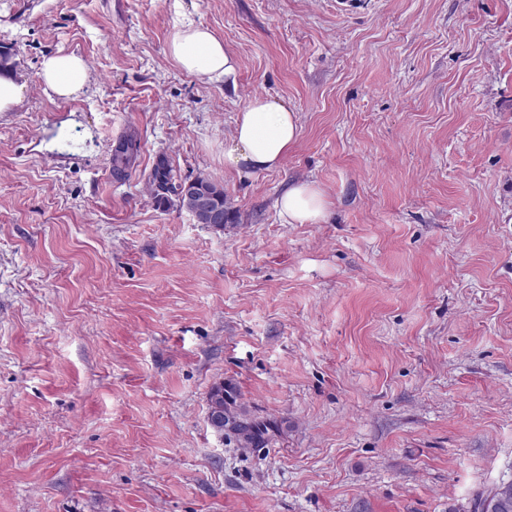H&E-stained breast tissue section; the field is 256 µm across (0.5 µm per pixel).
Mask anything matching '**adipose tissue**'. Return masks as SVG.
I'll return each mask as SVG.
<instances>
[{
    "label": "adipose tissue",
    "instance_id": "ef3b65f1",
    "mask_svg": "<svg viewBox=\"0 0 512 512\" xmlns=\"http://www.w3.org/2000/svg\"><path fill=\"white\" fill-rule=\"evenodd\" d=\"M168 52L184 72L202 82L230 83L236 79L237 63L223 40L191 17L173 26ZM40 76L46 91L67 97L84 86L87 66L79 56L58 54L44 62ZM299 135L297 112L277 98L253 97L235 118L231 143L224 149V163L248 171L277 169ZM328 208L325 192L311 179L293 181L275 201L284 224L321 223Z\"/></svg>",
    "mask_w": 512,
    "mask_h": 512
}]
</instances>
